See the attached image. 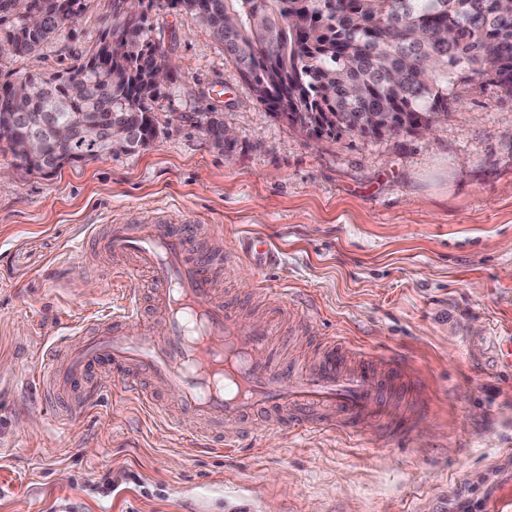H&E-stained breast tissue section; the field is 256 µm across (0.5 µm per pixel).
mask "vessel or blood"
Segmentation results:
<instances>
[{
  "label": "vessel or blood",
  "mask_w": 512,
  "mask_h": 512,
  "mask_svg": "<svg viewBox=\"0 0 512 512\" xmlns=\"http://www.w3.org/2000/svg\"><path fill=\"white\" fill-rule=\"evenodd\" d=\"M200 227L190 218L172 220L160 213L150 222L107 225L98 236L101 252L132 257L130 274H146L153 284V325L140 318V298H124L120 310L100 316L83 329L78 344L59 338L42 355L39 376L50 392L63 396L84 389L83 411H90L110 382H117L124 399L133 401L149 420L189 441L196 449L223 452L238 447L245 417L276 413L288 427L355 431L366 418H384L379 384L398 373L396 363L354 350L345 358L343 343L332 339L314 369H289L271 356L275 338L291 312L271 300L265 313L241 327L239 313L216 297V266L233 267L245 260L259 268L273 266L272 244L247 235L237 255L201 252ZM149 378L175 399L160 405L143 388ZM234 425V432L217 436L186 428L183 416Z\"/></svg>",
  "instance_id": "obj_1"
}]
</instances>
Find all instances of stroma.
Returning a JSON list of instances; mask_svg holds the SVG:
<instances>
[{"instance_id": "obj_1", "label": "stroma", "mask_w": 512, "mask_h": 512, "mask_svg": "<svg viewBox=\"0 0 512 512\" xmlns=\"http://www.w3.org/2000/svg\"><path fill=\"white\" fill-rule=\"evenodd\" d=\"M150 38L179 65L157 135L46 177L0 145V512H512V97L458 84L425 135L312 137L261 104L224 47L167 0H143ZM100 0L35 52L0 56V82L63 75L108 29ZM234 137L216 149L205 118ZM194 217L225 252L259 233L279 261L239 262L217 283L242 320L259 290L306 298L280 364L328 336L398 359L420 390L412 416L358 436L268 425L221 456L186 452L112 393L55 425L31 382L46 338L75 336L144 275L115 270L89 237L156 210ZM111 473L118 490L98 485Z\"/></svg>"}]
</instances>
